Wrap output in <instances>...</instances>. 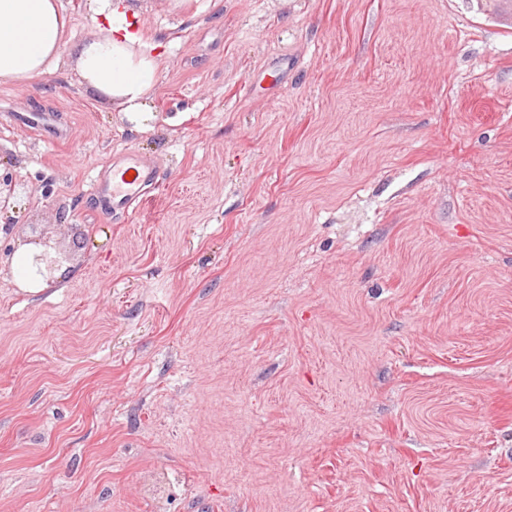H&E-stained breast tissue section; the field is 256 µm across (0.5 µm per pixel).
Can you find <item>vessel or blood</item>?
Here are the masks:
<instances>
[{"label": "vessel or blood", "mask_w": 512, "mask_h": 512, "mask_svg": "<svg viewBox=\"0 0 512 512\" xmlns=\"http://www.w3.org/2000/svg\"><path fill=\"white\" fill-rule=\"evenodd\" d=\"M158 178L155 164L133 152L114 156L111 166L93 181L95 193L109 196L113 210H126L142 202Z\"/></svg>", "instance_id": "b4317fda"}]
</instances>
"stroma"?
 Returning a JSON list of instances; mask_svg holds the SVG:
<instances>
[{
    "mask_svg": "<svg viewBox=\"0 0 512 512\" xmlns=\"http://www.w3.org/2000/svg\"><path fill=\"white\" fill-rule=\"evenodd\" d=\"M133 2L152 132L67 56L0 86V512H512V16ZM124 151L161 187L116 214ZM44 246L49 249H54V252L49 250L44 252ZM44 246L33 242L20 243L12 256L11 268L13 270L14 277L17 279V282L23 286V288H26L27 291L32 292L33 294L40 293L44 288H47V284L43 278L36 276V267H34L32 259L37 255L44 252L41 255V258L37 260L45 262L46 271L49 275L60 268L56 272L57 281L67 279L66 277L71 275L67 269L68 266H63L69 262L70 255L52 247L47 239L44 241Z\"/></svg>",
    "mask_w": 512,
    "mask_h": 512,
    "instance_id": "obj_1",
    "label": "stroma"
}]
</instances>
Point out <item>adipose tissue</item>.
<instances>
[{
	"mask_svg": "<svg viewBox=\"0 0 512 512\" xmlns=\"http://www.w3.org/2000/svg\"><path fill=\"white\" fill-rule=\"evenodd\" d=\"M105 30L70 45L85 83L109 98L139 133L153 129L152 95L163 68L164 43L145 42L132 0H90ZM71 27L60 0H0V85L24 86L53 73Z\"/></svg>",
	"mask_w": 512,
	"mask_h": 512,
	"instance_id": "obj_1",
	"label": "adipose tissue"
}]
</instances>
